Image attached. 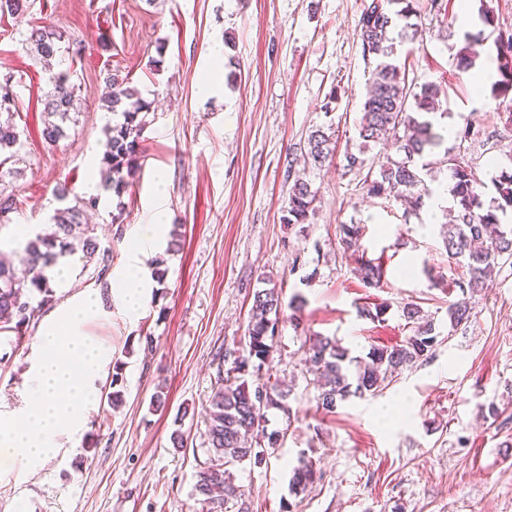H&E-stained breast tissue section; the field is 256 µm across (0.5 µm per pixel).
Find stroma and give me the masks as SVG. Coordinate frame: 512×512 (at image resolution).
<instances>
[{
    "instance_id": "obj_1",
    "label": "stroma",
    "mask_w": 512,
    "mask_h": 512,
    "mask_svg": "<svg viewBox=\"0 0 512 512\" xmlns=\"http://www.w3.org/2000/svg\"><path fill=\"white\" fill-rule=\"evenodd\" d=\"M431 10L418 0L423 40L397 46V64L417 83L446 86L433 123L447 132L471 122L486 135L505 131L512 92L474 93L473 71L456 53L464 31L458 0ZM495 28L476 24L477 63L494 60L496 31L512 32V0H488ZM366 0H29L24 23L0 16V76L13 75L20 97L14 122L24 142L21 175L6 178L20 201L0 224V253L20 260V228L40 232L60 203L57 185L86 195L101 173L106 128L101 98L108 74L129 79L149 105L140 139V169L126 192H99L90 220L112 252L105 279L96 264L68 258L69 277L24 333L0 330V411L22 406L43 326L83 292H95L102 315L83 329L104 344L108 363L95 379L82 433L60 432V450L24 473L0 461V512H203L197 473L210 453L203 421L225 355L241 352L253 294L269 276L283 300L302 295L295 322L279 325L268 365L253 383L274 378L289 388L285 409L267 413L266 432H281L262 463L229 466L240 497L225 512H512V266L473 295L474 317L448 327V307L461 293L462 269L450 264L441 226L453 204L447 168L427 182L418 215L370 197L343 169L346 148L359 144L361 104L371 66L357 24ZM53 25L81 55L60 60L72 69L78 97L67 136L47 145L42 98L52 85L44 63L26 45L32 27ZM222 69H215L213 47ZM208 91H201L202 79ZM333 111H325L329 93ZM331 130L335 155L305 165L311 130ZM316 193L307 223L282 220L295 176ZM162 210L179 226L178 251L167 239L144 259L164 261L165 285H151L136 315H128L112 282L126 268L140 227ZM121 224H113V215ZM342 224L364 227L366 258L381 263L379 288L363 287L344 253ZM418 304L440 332L431 358L401 371L378 395L352 397L334 414L315 412L301 343L336 337L352 355L392 347L411 335L402 316ZM386 304L383 319L365 312ZM122 377V404L107 395ZM163 393L164 407L153 405ZM496 413H489V406ZM185 446L174 449L173 430ZM315 459L321 477L302 493L289 487L299 456Z\"/></svg>"
}]
</instances>
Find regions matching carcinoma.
<instances>
[{
    "label": "carcinoma",
    "mask_w": 512,
    "mask_h": 512,
    "mask_svg": "<svg viewBox=\"0 0 512 512\" xmlns=\"http://www.w3.org/2000/svg\"><path fill=\"white\" fill-rule=\"evenodd\" d=\"M26 0H0V13L16 19L24 17ZM418 14L414 0H370L358 23V38L362 56L375 60L371 71L369 91L361 105L359 136L364 145L347 150L343 155L344 169L360 178L366 193L404 205L412 211L423 207L429 194L425 176L429 163L424 158L439 148L444 141L433 131L428 116L437 112L444 87L436 82L417 85L408 79L406 71L395 63L396 39L413 40L419 24L410 22ZM63 36L50 26L31 30V51L43 59H51L61 52ZM498 79L492 89L512 90V34H498L494 40ZM459 66L467 70L474 65L471 35H464L458 50ZM52 90L44 102L42 138L49 146L66 136V124L73 121L75 112V85L70 82L69 70H61L50 77ZM103 106L117 121L106 132L103 164L109 176L102 186L121 196L134 179L138 169V146L144 128L140 114L149 104L137 98L127 78L114 73L107 79ZM454 151H445L442 162L451 172L453 219L442 227L443 243L448 259L465 269V277L458 282L462 298L448 307V324L456 331L470 323L473 307L468 295L491 280L501 261L512 259V230L499 224L497 212L512 209V167L502 168L491 179L494 196L485 204L481 183L472 167L461 158L466 145L479 140L482 130L471 123L454 132ZM384 139L392 141L396 157H388L373 172L364 157L365 144ZM331 138L322 129L309 133L307 162L320 166L332 158ZM22 143L16 126L0 122V167L20 162ZM316 195L310 184L295 181L288 197L284 221L304 224L313 210ZM96 197L74 196V204L60 208L51 216L50 231L29 238L23 249L24 264L20 269L0 262V317L5 315L13 323L11 330L22 334L41 306L53 298L46 270L57 264L59 258L78 251L88 262L99 265L98 277L106 275L110 267V253L100 247L95 228L86 222V209L95 205ZM18 209L14 193L0 191V216L11 223L10 214ZM363 228L358 224L340 225L343 251L358 258L357 271L363 286H380L383 269L379 264L360 255ZM283 314L281 292L263 288L253 295L252 315L247 326L244 354L234 357L219 379L206 409L205 426L211 463L198 472L195 490L203 497L207 512H224V504L239 496V489L226 478V466L254 459L262 462L269 450L276 448L280 434L267 435V445L253 443L255 430L265 422L270 409L285 408L289 390L278 383H263L255 387L245 379L249 368L261 370L272 349L276 329ZM403 316L412 324L413 334L401 345L371 349L366 358L350 355L336 339L329 336H309L302 350L309 364L312 383L318 391L316 411L323 415L336 412L338 404L351 396L377 395L400 371L434 353L438 334L432 319L422 314L412 303L403 307ZM317 464L302 457L292 470L291 490L299 493L317 479Z\"/></svg>",
    "instance_id": "cac0c4a2"
}]
</instances>
